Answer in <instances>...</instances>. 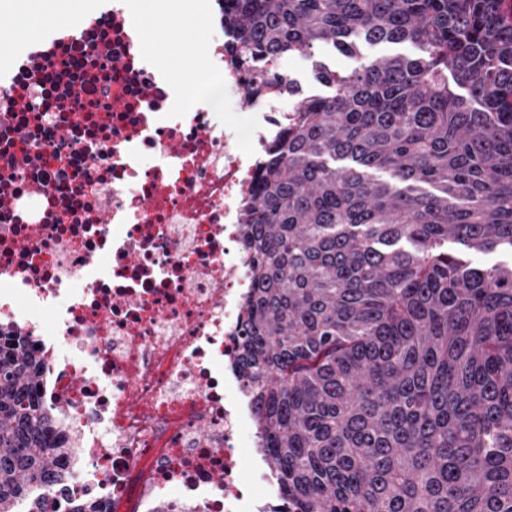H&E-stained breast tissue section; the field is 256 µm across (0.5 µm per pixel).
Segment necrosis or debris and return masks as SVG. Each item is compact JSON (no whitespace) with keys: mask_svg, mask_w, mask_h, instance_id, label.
<instances>
[{"mask_svg":"<svg viewBox=\"0 0 512 512\" xmlns=\"http://www.w3.org/2000/svg\"><path fill=\"white\" fill-rule=\"evenodd\" d=\"M233 55L212 37L174 80L126 0H99L0 69V333L38 346L46 410L76 440L56 503L273 512L281 497L238 364L240 214L288 112L276 90L248 93ZM219 83L247 127L210 106Z\"/></svg>","mask_w":512,"mask_h":512,"instance_id":"1","label":"necrosis or debris"}]
</instances>
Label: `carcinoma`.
<instances>
[{"label":"carcinoma","mask_w":512,"mask_h":512,"mask_svg":"<svg viewBox=\"0 0 512 512\" xmlns=\"http://www.w3.org/2000/svg\"><path fill=\"white\" fill-rule=\"evenodd\" d=\"M221 2L249 91L296 99L242 218L241 361L288 504L512 512V262H472L512 255V0ZM295 54L324 93L268 66ZM42 383L0 335V512L69 479Z\"/></svg>","instance_id":"carcinoma-1"}]
</instances>
